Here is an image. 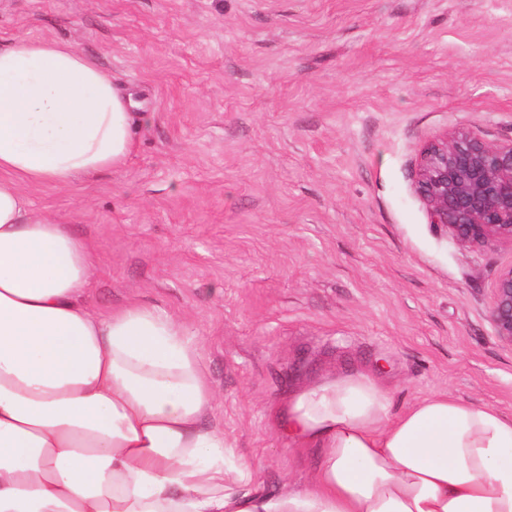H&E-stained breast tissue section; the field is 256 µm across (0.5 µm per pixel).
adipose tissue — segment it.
Wrapping results in <instances>:
<instances>
[{"instance_id":"adipose-tissue-1","label":"adipose tissue","mask_w":512,"mask_h":512,"mask_svg":"<svg viewBox=\"0 0 512 512\" xmlns=\"http://www.w3.org/2000/svg\"><path fill=\"white\" fill-rule=\"evenodd\" d=\"M129 103L69 45L0 47V512H512V414L444 392L397 411L364 372L292 394L279 433L320 461L264 492L208 423L184 322L90 308L92 246L26 190L124 166Z\"/></svg>"}]
</instances>
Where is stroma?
Segmentation results:
<instances>
[{
    "mask_svg": "<svg viewBox=\"0 0 512 512\" xmlns=\"http://www.w3.org/2000/svg\"><path fill=\"white\" fill-rule=\"evenodd\" d=\"M16 36L133 95L125 166L28 194L93 245L94 311L185 321L262 487L317 464L278 425L325 377L381 367L395 409L447 392L512 414L488 317L512 245H459L414 186L444 132L512 139V0H0Z\"/></svg>",
    "mask_w": 512,
    "mask_h": 512,
    "instance_id": "stroma-1",
    "label": "stroma"
}]
</instances>
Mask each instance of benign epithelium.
I'll return each mask as SVG.
<instances>
[{
  "label": "benign epithelium",
  "instance_id": "benign-epithelium-1",
  "mask_svg": "<svg viewBox=\"0 0 512 512\" xmlns=\"http://www.w3.org/2000/svg\"><path fill=\"white\" fill-rule=\"evenodd\" d=\"M415 176L431 223L455 242L512 244V139L490 144L470 129L446 132L421 153ZM488 316L512 346V266L495 282Z\"/></svg>",
  "mask_w": 512,
  "mask_h": 512
}]
</instances>
